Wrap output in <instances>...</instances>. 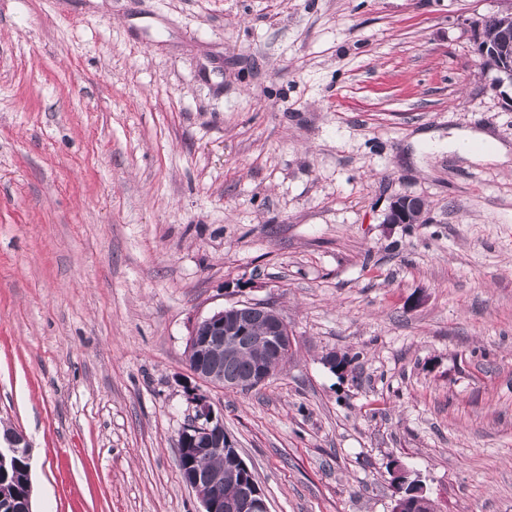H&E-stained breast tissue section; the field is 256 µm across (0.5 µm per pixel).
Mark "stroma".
Returning a JSON list of instances; mask_svg holds the SVG:
<instances>
[{"mask_svg": "<svg viewBox=\"0 0 512 512\" xmlns=\"http://www.w3.org/2000/svg\"><path fill=\"white\" fill-rule=\"evenodd\" d=\"M505 0H0V421L35 512H201L193 325L271 303L265 386H204L271 512H512ZM401 196L419 224H388ZM347 356L344 372L323 362ZM482 42L488 48L490 53L498 64L503 66H510L512 68V13L505 12L497 16L490 17L482 20ZM481 41L477 43V52L481 58L488 62L489 67L511 76V73L506 74L502 69H499L494 62L493 58L487 53L485 46L479 47ZM480 143H487L489 147L476 148V145ZM449 152L472 161L495 162L503 165H509L512 159L508 148L483 132L462 131L458 133L451 143ZM396 498L391 512H418L430 502L426 487L419 479H411L410 472L397 467L392 472ZM433 500L422 512H435Z\"/></svg>", "mask_w": 512, "mask_h": 512, "instance_id": "35a3bbf8", "label": "stroma"}]
</instances>
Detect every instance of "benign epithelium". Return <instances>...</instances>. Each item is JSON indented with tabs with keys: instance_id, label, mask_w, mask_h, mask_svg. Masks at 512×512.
<instances>
[{
	"instance_id": "7a95c632",
	"label": "benign epithelium",
	"mask_w": 512,
	"mask_h": 512,
	"mask_svg": "<svg viewBox=\"0 0 512 512\" xmlns=\"http://www.w3.org/2000/svg\"><path fill=\"white\" fill-rule=\"evenodd\" d=\"M263 334L254 340L256 326ZM188 343L196 353L191 368L193 376L213 387L232 391H249L265 385L280 368L282 358L291 353L295 338L288 324L269 303L241 301L216 311L196 322ZM222 352L228 358L246 353L254 360L255 371L246 378H226L212 367V358ZM195 412L194 420L181 433L183 448L178 456L192 455L198 459L213 455L224 456V420L216 413L207 395L195 387L187 393ZM31 445L21 430L0 436V464L17 456L30 462ZM185 480L193 488L203 505V512H270L268 499L260 488L245 499L224 500L215 490L224 486V467L198 466L185 473ZM392 483L396 498L391 512H419L430 502L426 487L419 479L410 478V472L397 467Z\"/></svg>"
}]
</instances>
